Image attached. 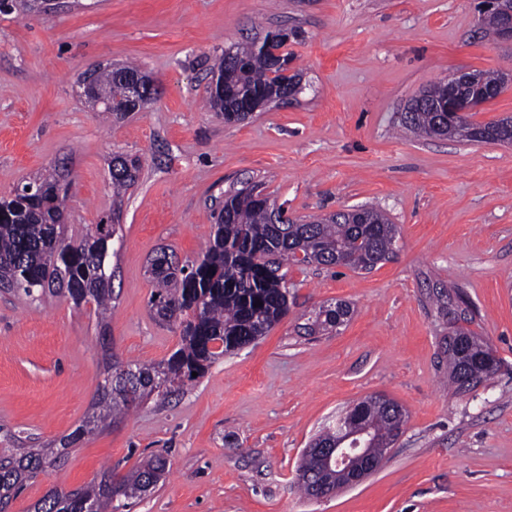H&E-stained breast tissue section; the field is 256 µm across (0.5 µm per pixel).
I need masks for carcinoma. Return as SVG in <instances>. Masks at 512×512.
Segmentation results:
<instances>
[{
  "instance_id": "carcinoma-1",
  "label": "carcinoma",
  "mask_w": 512,
  "mask_h": 512,
  "mask_svg": "<svg viewBox=\"0 0 512 512\" xmlns=\"http://www.w3.org/2000/svg\"><path fill=\"white\" fill-rule=\"evenodd\" d=\"M273 56L249 42L220 58L215 73L224 74L237 96L272 95L279 103L298 93L294 77L286 75L293 56L273 43ZM98 86L112 96H122L124 85L107 68L95 71ZM437 114L430 109L406 112L403 127L417 136H434ZM490 125L473 123L459 137L488 142ZM141 163L123 155L112 157V192L120 196L134 187ZM67 184L54 177L40 194H14L0 200V292L35 301L46 294L65 297L77 308L92 306L104 315L112 304L111 225L99 222L77 239L64 233ZM275 200L259 183L246 181L224 192L215 211V233L199 258L179 262L174 253L158 252L150 262L155 268V288L150 308L179 331V347L166 359L152 364H124L113 359L90 416L53 448H9L0 453V512L27 483L45 468L55 466L85 436L112 422L156 395L163 399L186 383L203 377L220 356L233 352L254 336L265 335L288 314V288L284 264L344 266L370 272L390 260L398 226L374 207L354 206L326 218L276 224ZM438 312L448 318L450 330L443 355L448 360V382L465 393L483 381L482 374L463 380L471 362L484 355L486 343L478 334L459 325L472 322L454 308L445 289H434ZM262 302L256 307L254 303ZM350 307L338 303L318 312L313 326L328 330L346 320ZM197 376H192V373ZM367 424L373 429L374 447L389 448L397 440V427L405 411L394 402L374 396L362 400ZM328 426L314 441L331 448L348 430ZM167 459L153 455L119 479L107 471L100 478L71 491L54 490L38 500L33 512H128L130 501L145 494L164 476Z\"/></svg>"
}]
</instances>
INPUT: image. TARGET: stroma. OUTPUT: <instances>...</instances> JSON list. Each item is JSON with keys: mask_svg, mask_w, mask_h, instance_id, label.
<instances>
[{"mask_svg": "<svg viewBox=\"0 0 512 512\" xmlns=\"http://www.w3.org/2000/svg\"><path fill=\"white\" fill-rule=\"evenodd\" d=\"M476 0H59L45 17L0 14V198L44 174L70 182L66 233L118 214L106 318L48 296L0 294V448L58 442L91 413L109 356L158 362L179 336L149 306L160 248L194 259L224 191L262 184L289 216L369 204L399 228L371 272L285 265L288 314L165 402L73 447L9 512L50 489L124 475L153 453L170 470L131 512H512V145L418 137L408 102L461 70L512 73V44L482 37ZM285 29L294 99L225 124L204 99L225 50ZM136 63L158 94L114 120L81 95L92 66ZM139 157L114 200L113 155ZM457 289L500 365L458 394L442 360L448 322L428 293ZM349 303L330 331L319 307ZM407 413L383 466L325 499L297 469L308 442L353 403Z\"/></svg>", "mask_w": 512, "mask_h": 512, "instance_id": "stroma-1", "label": "stroma"}]
</instances>
